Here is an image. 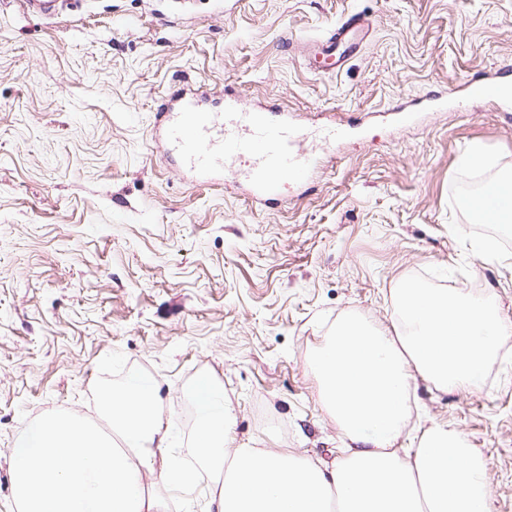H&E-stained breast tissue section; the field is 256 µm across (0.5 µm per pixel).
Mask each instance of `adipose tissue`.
Wrapping results in <instances>:
<instances>
[{
  "label": "adipose tissue",
  "mask_w": 512,
  "mask_h": 512,
  "mask_svg": "<svg viewBox=\"0 0 512 512\" xmlns=\"http://www.w3.org/2000/svg\"><path fill=\"white\" fill-rule=\"evenodd\" d=\"M506 331L460 294L404 284L398 320L385 332L355 316L337 324L312 359L321 401L349 440L326 472L269 448L231 446L232 410L209 381L190 392L194 451L218 474L206 512H489L486 472L462 433L431 422L417 447L399 440L414 378L436 388L475 386ZM159 386L130 374L108 400L119 447L66 412L30 424L13 450L23 512H164L144 480L172 490L187 476L170 462L172 440L157 412Z\"/></svg>",
  "instance_id": "adipose-tissue-1"
}]
</instances>
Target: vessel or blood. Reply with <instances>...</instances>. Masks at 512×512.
<instances>
[{
	"label": "vessel or blood",
	"instance_id": "vessel-or-blood-1",
	"mask_svg": "<svg viewBox=\"0 0 512 512\" xmlns=\"http://www.w3.org/2000/svg\"><path fill=\"white\" fill-rule=\"evenodd\" d=\"M370 30L371 23L362 14L345 15L311 41L308 67L320 73L340 70L360 52ZM466 95L500 101L504 84L475 77L468 81ZM154 130L193 181L212 185L234 179L261 204L277 196L284 177L304 180L318 165L324 146L335 143L339 134L333 125L311 132L284 113L270 118L231 95L221 109L213 110L183 88L173 94L171 105L155 114Z\"/></svg>",
	"mask_w": 512,
	"mask_h": 512
}]
</instances>
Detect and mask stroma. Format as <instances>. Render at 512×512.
<instances>
[{"label":"stroma","instance_id":"35a3bbf8","mask_svg":"<svg viewBox=\"0 0 512 512\" xmlns=\"http://www.w3.org/2000/svg\"><path fill=\"white\" fill-rule=\"evenodd\" d=\"M375 22L339 72L295 42L342 15ZM512 82V0H83L56 17L0 0V512H20L12 450L30 423L75 411L103 424L108 378L154 376L182 462L181 418L212 380L235 442L330 467L345 438L311 358L338 322L389 330L398 290L457 288L512 326V232L460 206L466 178L512 173V105L448 102L476 74ZM292 114L335 115L342 137L302 183L262 206L199 185L154 140L180 84ZM408 102L418 123L381 111ZM402 443L434 419L486 470L512 512V338L479 385L416 380Z\"/></svg>","mask_w":512,"mask_h":512}]
</instances>
